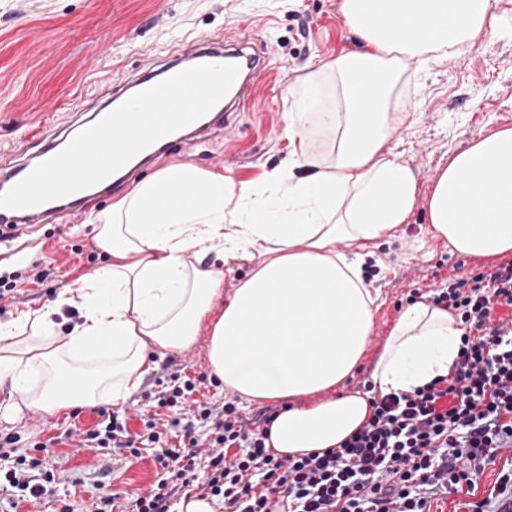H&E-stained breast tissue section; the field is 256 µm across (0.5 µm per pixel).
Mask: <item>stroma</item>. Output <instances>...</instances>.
<instances>
[{
    "instance_id": "obj_1",
    "label": "stroma",
    "mask_w": 512,
    "mask_h": 512,
    "mask_svg": "<svg viewBox=\"0 0 512 512\" xmlns=\"http://www.w3.org/2000/svg\"><path fill=\"white\" fill-rule=\"evenodd\" d=\"M342 0H0V156L18 160L35 154L49 134L69 130L84 119V109L103 88L122 82L148 62L161 64L180 49L185 35H228L241 26L255 27L268 60L252 103L238 112L232 132L199 145H177L153 164V171L187 162L218 171L234 182L255 183L287 169L290 158L284 135L285 115L292 109L288 85L297 83L309 64L330 63L357 51L359 45L341 11ZM493 12L507 22L494 38H483L452 61L432 65L428 76L412 75L399 98L407 113L386 148L392 159L410 167L418 180V203L392 245L382 246L365 266L367 281L379 300L367 355L345 390L362 389L411 289L441 288L448 276L485 265L482 257L450 252L427 222L426 199L440 169L453 154L490 131L512 127V0H492ZM129 192L121 187L108 197L90 200L80 215L64 213L53 223L29 232L22 250L0 259V271L34 261L52 268L44 285L24 286L0 321L22 311L54 303L65 288L109 264L96 245L90 219ZM177 364L199 378L196 399L222 404L223 384L210 374L202 345L176 352ZM166 361L148 352L147 371L116 412L128 419L130 432L142 430L141 415L152 414L146 392ZM10 382H0L8 399L0 402V430L21 435L23 442L48 445L47 460L60 479L46 494L48 512L69 500L85 512L93 496L114 494L128 502L164 479L156 448L142 445L138 455L106 456L64 439L65 431L88 429L99 420L93 406L80 415L63 411L47 416L17 410ZM512 473V449L489 461L478 479L477 500L486 512H499L512 498L502 487Z\"/></svg>"
}]
</instances>
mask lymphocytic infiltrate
Instances as JSON below:
<instances>
[{"instance_id":"lymphocytic-infiltrate-1","label":"lymphocytic infiltrate","mask_w":512,"mask_h":512,"mask_svg":"<svg viewBox=\"0 0 512 512\" xmlns=\"http://www.w3.org/2000/svg\"><path fill=\"white\" fill-rule=\"evenodd\" d=\"M430 299L464 327L453 367L374 399L365 424L336 447L276 456L265 440L278 408L249 418L231 399L218 407L194 400V382L169 363L170 385L155 397L160 412L144 418L142 432L130 434L126 418L111 412L80 432V445L116 454L136 453L139 440L157 447L167 477L137 495L134 512H170L171 499L192 492L223 501L224 512H430L438 494L473 498L486 462L512 447V258L449 276ZM200 423L210 427L205 455L194 436ZM4 448L13 465L1 477L12 496L40 502L59 478L45 444L22 446L9 433Z\"/></svg>"}]
</instances>
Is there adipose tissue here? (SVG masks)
<instances>
[{
	"mask_svg": "<svg viewBox=\"0 0 512 512\" xmlns=\"http://www.w3.org/2000/svg\"><path fill=\"white\" fill-rule=\"evenodd\" d=\"M359 51L314 64L290 85L286 119L292 170L257 184L190 163L170 165L99 212L98 248L111 262L82 277L77 297L0 323V382L27 409L53 415L87 404L115 405L136 389L149 349L183 351L206 335L212 374L250 402L282 401L267 448L302 456L338 446L371 412L372 394L410 391L448 374L461 322L420 299L401 313L370 373L371 392L315 401L361 366L376 300L363 264L390 244L417 205L413 171L386 150L404 124L399 86L410 60L453 58L501 26L491 0H342ZM334 109L316 111L325 86ZM339 132L327 160L311 164V114ZM242 207L226 209V195ZM434 237L464 255L512 253V128L451 156L426 205ZM249 272L232 292V262ZM78 302L81 320L58 334L55 314ZM108 349L91 355L100 340ZM39 366L40 385L28 380ZM85 378L77 394L62 376Z\"/></svg>",
	"mask_w": 512,
	"mask_h": 512,
	"instance_id": "obj_1",
	"label": "adipose tissue"
}]
</instances>
